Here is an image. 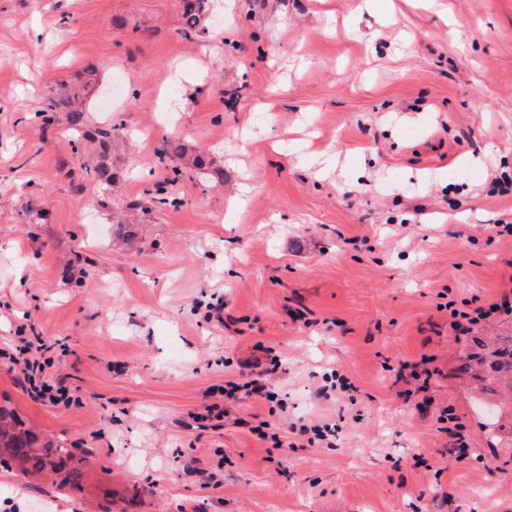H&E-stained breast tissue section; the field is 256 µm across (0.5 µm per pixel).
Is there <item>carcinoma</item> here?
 Instances as JSON below:
<instances>
[{
  "label": "carcinoma",
  "mask_w": 512,
  "mask_h": 512,
  "mask_svg": "<svg viewBox=\"0 0 512 512\" xmlns=\"http://www.w3.org/2000/svg\"><path fill=\"white\" fill-rule=\"evenodd\" d=\"M181 33L187 38H194L206 30L208 0H182ZM96 83L95 71L87 72L81 84L62 87L43 102L36 118L44 128L55 121L56 114L64 112L72 130L77 133L72 141L73 149L90 142L97 147L94 166L89 169L91 178L106 188L112 186L117 178L112 164V140L115 132L122 130V122L111 121L92 131L86 130L83 104ZM162 153L174 163L172 172L179 176L181 169L189 168L200 173L215 183L224 181V171L216 167L209 155L203 151L190 153L178 139L166 140ZM457 375L466 377L476 383L478 397L486 404H491L497 416L490 426L497 432L509 431L512 435V418L503 420L502 408L512 412V332L498 336H473L464 348L463 359L457 368ZM67 454L69 449L43 444L38 436L25 427V422L18 418L13 409L0 405V466L11 468L42 470L48 466L56 467L54 457Z\"/></svg>",
  "instance_id": "obj_1"
}]
</instances>
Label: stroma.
<instances>
[{
	"instance_id": "35a3bbf8",
	"label": "stroma",
	"mask_w": 512,
	"mask_h": 512,
	"mask_svg": "<svg viewBox=\"0 0 512 512\" xmlns=\"http://www.w3.org/2000/svg\"><path fill=\"white\" fill-rule=\"evenodd\" d=\"M212 6L188 40L182 0H0V404L71 451L0 467V512H512V439L454 377L512 313L450 325L512 296V191L488 193L512 174V0ZM89 67L87 125L124 124L108 191L65 113L30 120ZM170 138L223 184L174 176ZM160 188L179 206L150 207ZM20 327L70 406L31 394ZM255 361L287 410L225 398ZM335 370L352 390L319 396ZM315 422L335 447H301ZM496 312H512V304L508 297H504L500 303L497 302L489 305L488 308L479 305L473 308L471 312H459L454 309L451 312L452 317L459 319L453 321L451 325L457 329H464L468 325H477ZM427 361L425 358H422L420 362L404 361L399 364L398 374L402 378L409 377L415 381L422 379V384L417 387V391L426 389L428 381L433 375L428 368L422 367V365L427 364ZM422 376L424 377L422 378Z\"/></svg>"
}]
</instances>
